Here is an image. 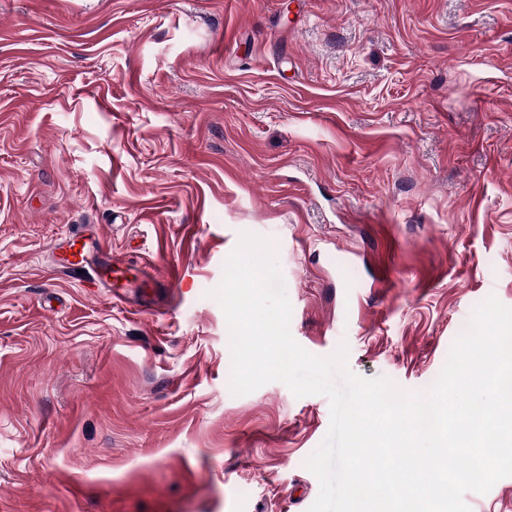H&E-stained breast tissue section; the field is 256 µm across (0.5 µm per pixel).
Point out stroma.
Instances as JSON below:
<instances>
[{"label":"stroma","instance_id":"35a3bbf8","mask_svg":"<svg viewBox=\"0 0 512 512\" xmlns=\"http://www.w3.org/2000/svg\"><path fill=\"white\" fill-rule=\"evenodd\" d=\"M243 231L301 347L431 385L512 307V0H0V512H308L328 398L229 388ZM62 260L65 263L64 267L73 273H79V270L86 269V240L77 235L69 236L65 239L62 245Z\"/></svg>","mask_w":512,"mask_h":512}]
</instances>
